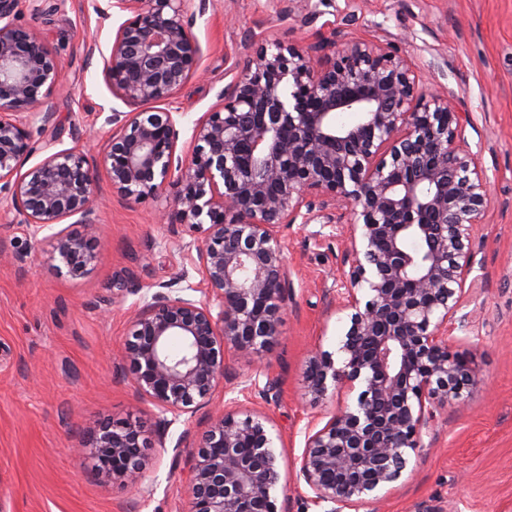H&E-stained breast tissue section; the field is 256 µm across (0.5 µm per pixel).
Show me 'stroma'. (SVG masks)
I'll return each mask as SVG.
<instances>
[{
    "mask_svg": "<svg viewBox=\"0 0 512 512\" xmlns=\"http://www.w3.org/2000/svg\"><path fill=\"white\" fill-rule=\"evenodd\" d=\"M40 0L33 16L20 0L16 22L38 29L64 62V75L46 100L55 114L37 141L72 146L85 138L97 161L112 133V115L128 106L113 95L103 59L92 45L108 48L120 16L101 19L107 0ZM315 16L273 22L270 0H191L187 18L201 49L200 69L176 93L171 106L183 112L182 138L210 111L245 61L246 38L314 44L342 30L354 37L395 44L426 81L446 87L471 113L466 135L480 146L491 179L493 203L473 236V277L478 286L465 300L474 315L467 338L452 340L465 355L476 385L442 410L437 429L424 435L387 498L355 512H417L421 504L442 512H512V0H313ZM102 224L96 259L76 277L58 276L51 243L33 236L14 213L0 210V247L24 256L22 265L0 268V512H189L186 474L196 454L183 432L199 435L213 412L237 399L267 415L282 438L275 453L282 475L280 512H320L295 465L311 417L329 419L353 393L322 399L307 392L306 370L315 349L335 351L346 313L325 296L345 271V242L337 212L324 226L291 224L282 245L293 298L280 335L254 366L228 359L209 406L183 415L167 434L158 428V407L138 394L128 368L116 357L141 293L172 279L186 264V226L160 224L173 211L169 194L130 203L99 177ZM259 367L278 378L279 397L242 392L240 382ZM102 421L138 425L145 451L142 490L123 487L74 455Z\"/></svg>",
    "mask_w": 512,
    "mask_h": 512,
    "instance_id": "35a3bbf8",
    "label": "stroma"
}]
</instances>
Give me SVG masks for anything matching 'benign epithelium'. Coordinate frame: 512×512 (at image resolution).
<instances>
[{
  "label": "benign epithelium",
  "instance_id": "benign-epithelium-1",
  "mask_svg": "<svg viewBox=\"0 0 512 512\" xmlns=\"http://www.w3.org/2000/svg\"><path fill=\"white\" fill-rule=\"evenodd\" d=\"M18 4L0 0V203L32 235L50 231L55 269L70 277L95 259L100 170L128 202L173 190L176 217L160 223L192 232L190 269L141 296L119 355L160 408L162 429L208 402L227 355L247 363L280 335L290 292L281 228L349 212L341 236L352 263L331 302L351 311L350 325L341 357L315 352L306 378L316 398L340 388L357 396L308 427L297 480L314 504H333L327 512L383 500L437 409L476 383L449 346L472 324L462 312L465 288L478 287L470 240L491 197L480 151L464 136L469 113L448 90L420 86L388 43L342 31L308 46L262 38L244 44L253 61L181 145L184 113L166 104L200 66L188 0H113L102 18L113 8L126 17L103 55L104 78L118 98L149 109L112 113L96 165L77 138L69 148L47 142L28 168L33 130L54 122L44 106L64 64L35 28L16 25ZM298 8L315 12L311 0L273 4L279 20ZM70 218L80 230L55 229ZM278 439L263 413L216 416L195 443L190 512H279ZM146 447L137 425L105 422L77 453L137 487Z\"/></svg>",
  "mask_w": 512,
  "mask_h": 512
}]
</instances>
